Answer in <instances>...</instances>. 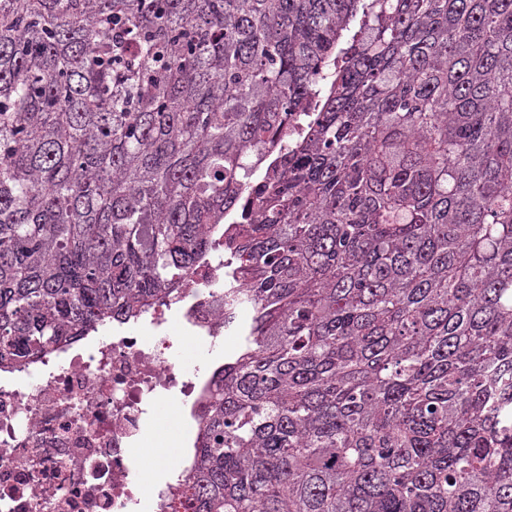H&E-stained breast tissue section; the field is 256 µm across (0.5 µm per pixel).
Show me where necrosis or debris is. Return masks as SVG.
<instances>
[{"label":"necrosis or debris","instance_id":"4bbe7bcc","mask_svg":"<svg viewBox=\"0 0 512 512\" xmlns=\"http://www.w3.org/2000/svg\"><path fill=\"white\" fill-rule=\"evenodd\" d=\"M223 289L217 248L136 330H113L70 359L0 378V512H188L186 468L172 485L146 488L136 463L147 407L164 398L197 418L210 382L175 359L169 315L178 314L185 337L214 343L225 332Z\"/></svg>","mask_w":512,"mask_h":512}]
</instances>
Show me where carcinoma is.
Wrapping results in <instances>:
<instances>
[{"instance_id":"1","label":"carcinoma","mask_w":512,"mask_h":512,"mask_svg":"<svg viewBox=\"0 0 512 512\" xmlns=\"http://www.w3.org/2000/svg\"><path fill=\"white\" fill-rule=\"evenodd\" d=\"M230 211L192 512H512V0H0V371Z\"/></svg>"}]
</instances>
